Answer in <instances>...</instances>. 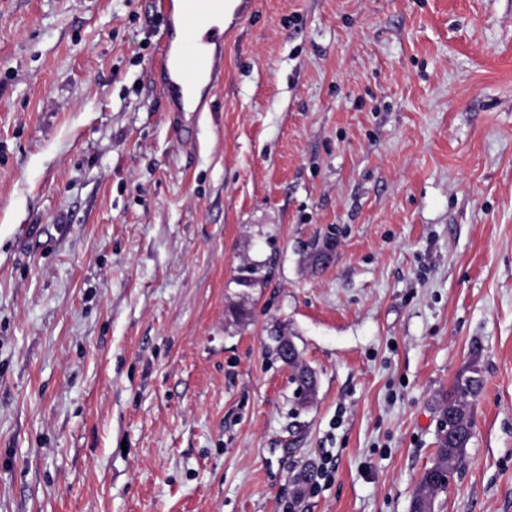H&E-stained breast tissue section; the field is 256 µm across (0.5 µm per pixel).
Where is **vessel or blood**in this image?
<instances>
[{
  "label": "vessel or blood",
  "mask_w": 512,
  "mask_h": 512,
  "mask_svg": "<svg viewBox=\"0 0 512 512\" xmlns=\"http://www.w3.org/2000/svg\"><path fill=\"white\" fill-rule=\"evenodd\" d=\"M229 0H160L167 18L166 39L151 65L168 111L176 115V131L190 140L192 123L185 105L196 89L211 92L224 71V16Z\"/></svg>",
  "instance_id": "b4317fda"
}]
</instances>
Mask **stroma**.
<instances>
[{
	"instance_id": "35a3bbf8",
	"label": "stroma",
	"mask_w": 512,
	"mask_h": 512,
	"mask_svg": "<svg viewBox=\"0 0 512 512\" xmlns=\"http://www.w3.org/2000/svg\"><path fill=\"white\" fill-rule=\"evenodd\" d=\"M163 33L0 0V512H412L474 362L436 512H512V0H254L192 144ZM290 340L291 339L288 336H284V334L279 330H270L264 341L265 353L275 360L288 364L289 367L294 370L295 378L299 383H313L314 373L309 368L303 367L299 364V355L296 359L288 362L286 348L288 347V342H290ZM482 383L474 381L470 377H459L454 385L453 392L442 399L439 412L455 411L459 414L460 421L457 429L446 437H438L436 452L433 463L438 459L447 461L448 455L456 462L458 469L465 460V451L471 439L469 428L472 425L470 420L471 403L477 396ZM453 461L448 460V468L445 472L443 482L457 471Z\"/></svg>"
}]
</instances>
